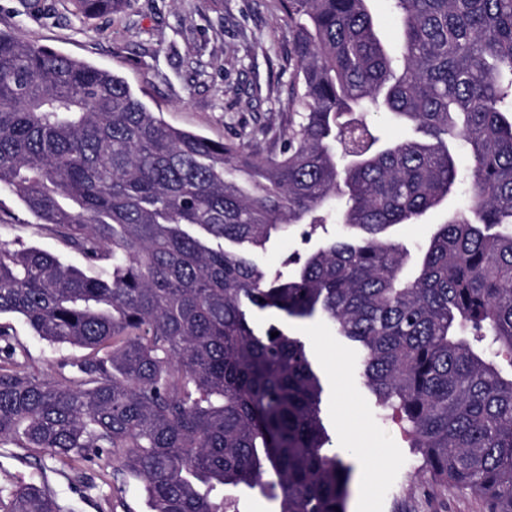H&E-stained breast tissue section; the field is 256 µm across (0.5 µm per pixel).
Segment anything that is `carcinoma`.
<instances>
[{
	"instance_id": "obj_1",
	"label": "carcinoma",
	"mask_w": 512,
	"mask_h": 512,
	"mask_svg": "<svg viewBox=\"0 0 512 512\" xmlns=\"http://www.w3.org/2000/svg\"><path fill=\"white\" fill-rule=\"evenodd\" d=\"M130 0H71L93 20ZM280 0L292 112L279 153L169 126L109 70L0 32V190L87 265L0 240V315L88 353L39 379L0 326V444L92 463L142 487L149 512H236L224 487L278 512H347L304 342L254 314L327 320L361 348L364 385L435 482L512 512V0ZM384 112L415 137L383 140ZM466 202L411 250L390 230ZM341 202L342 234L288 276L257 261L305 241ZM276 337H271V334ZM0 512H66L38 486ZM373 9L383 36L389 42H395L398 24L392 15L390 2L387 0H375L373 2Z\"/></svg>"
}]
</instances>
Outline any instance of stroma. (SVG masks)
I'll list each match as a JSON object with an SVG mask.
<instances>
[{
	"label": "stroma",
	"mask_w": 512,
	"mask_h": 512,
	"mask_svg": "<svg viewBox=\"0 0 512 512\" xmlns=\"http://www.w3.org/2000/svg\"><path fill=\"white\" fill-rule=\"evenodd\" d=\"M0 32L51 48L123 76L149 106H161L170 125L216 141L244 143L260 156L278 151L273 138L291 110L292 34L278 0H131L107 19L82 23L69 0H0ZM268 129L269 137L259 136ZM393 227L409 246L428 241L450 209ZM0 207L13 215L0 239L34 247L94 275L82 256L50 236L8 191ZM19 344V361L40 377H57L79 349L50 346L14 315L0 316ZM321 377L322 418L332 446L353 467L348 512H482L468 490L440 486L398 425L364 385L357 346L321 319L290 322ZM0 484L52 487L70 512H147L141 488L117 481L104 458L81 466L61 459L36 462L29 451L0 445Z\"/></svg>",
	"instance_id": "1"
}]
</instances>
